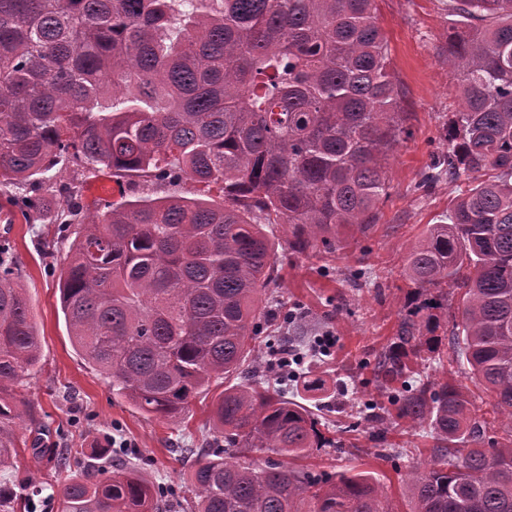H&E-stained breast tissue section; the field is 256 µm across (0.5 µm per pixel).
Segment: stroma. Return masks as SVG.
<instances>
[{
  "mask_svg": "<svg viewBox=\"0 0 512 512\" xmlns=\"http://www.w3.org/2000/svg\"><path fill=\"white\" fill-rule=\"evenodd\" d=\"M380 25L390 48L400 106L410 137L389 160L392 188L380 205L376 225L367 233H340L332 254L322 247L295 255L288 250L287 225L266 230L278 245L277 282L263 295L259 346L249 361L266 366L275 359L272 337H301L312 346L315 337L330 336L329 355H308L298 375L281 384L285 398L307 402L332 428L343 429L342 448H318L307 461L314 474L356 469L376 473L398 512H404L408 471L430 460L434 441L428 429L390 426L386 444H378L366 417L369 404L383 405L386 395L374 382L377 355L391 342L413 290L403 273L407 247L438 223L448 211L454 189L441 183L430 193L417 191L421 176L444 144L448 118L457 106L460 75L442 58L451 17L448 0H378ZM63 178L76 186L84 210L95 215L107 202L119 203L163 195L161 187L132 184L110 171L67 169ZM8 241L20 280L27 290L41 342L35 371L14 387L17 401L28 402L44 427L43 438L56 453L98 447L102 466L126 458L156 484L183 495V479L195 464L183 458L185 448L204 447L213 439V404L222 384H212L190 403L180 422L169 423L145 414L112 391L107 380L89 368L70 339L60 310L59 279L66 250L52 224L0 222V241ZM367 270L368 279L353 281L351 271ZM297 323L289 328L285 314ZM319 376L328 391L307 399L300 379ZM48 487L52 463L33 459L20 449L15 469L0 472V486L17 481Z\"/></svg>",
  "mask_w": 512,
  "mask_h": 512,
  "instance_id": "stroma-1",
  "label": "stroma"
}]
</instances>
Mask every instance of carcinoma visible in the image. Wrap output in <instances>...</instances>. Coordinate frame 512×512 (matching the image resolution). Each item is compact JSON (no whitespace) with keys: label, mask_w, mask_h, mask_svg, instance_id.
<instances>
[{"label":"carcinoma","mask_w":512,"mask_h":512,"mask_svg":"<svg viewBox=\"0 0 512 512\" xmlns=\"http://www.w3.org/2000/svg\"><path fill=\"white\" fill-rule=\"evenodd\" d=\"M378 0H0V186L41 175L45 196L15 199L28 224L54 210L66 253L61 310L75 346L112 391L147 414L180 418L211 381L233 376L213 409L214 440L190 471L187 512H394L380 479L290 467L335 432L243 368L260 335L258 295L275 283L266 224L288 249L361 234L390 195L389 157L410 136L400 112ZM448 65L460 101L445 150L417 188L448 180L445 223L410 244L414 304L376 358L399 382L371 422L428 425L433 457L408 475L411 512H512V0H449ZM174 191L105 205L91 218L69 167ZM216 189V204L175 191ZM461 290L459 319L436 311ZM469 367L488 415L464 388L411 372L409 360ZM40 359L30 300L0 244V469L19 455L25 411L13 386ZM278 455L256 464L251 454ZM97 448L55 460L56 512H169L138 467L100 468ZM81 473L69 475L72 464ZM26 482L0 488V512H33Z\"/></svg>","instance_id":"cac0c4a2"}]
</instances>
